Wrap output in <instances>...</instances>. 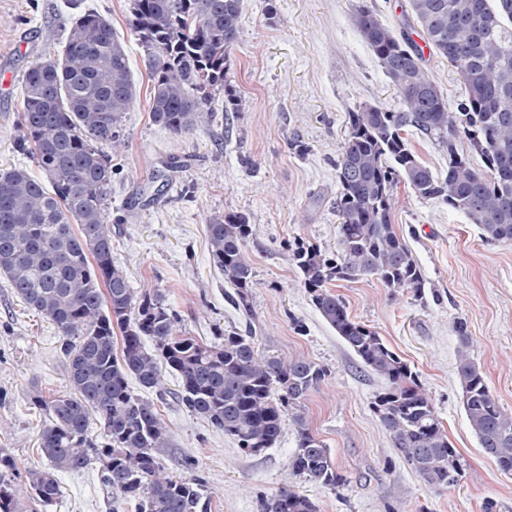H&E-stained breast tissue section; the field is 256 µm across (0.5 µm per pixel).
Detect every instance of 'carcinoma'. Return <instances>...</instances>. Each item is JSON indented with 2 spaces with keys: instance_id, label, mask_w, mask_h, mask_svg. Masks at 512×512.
<instances>
[{
  "instance_id": "cac0c4a2",
  "label": "carcinoma",
  "mask_w": 512,
  "mask_h": 512,
  "mask_svg": "<svg viewBox=\"0 0 512 512\" xmlns=\"http://www.w3.org/2000/svg\"><path fill=\"white\" fill-rule=\"evenodd\" d=\"M412 21L430 52L462 77L458 111L424 67L407 31L383 23L366 5L352 21L374 52L401 102L398 110L368 105L348 115V134L336 161L340 251L330 256L296 244L291 260L322 319L387 389L374 409L394 447L430 490L451 487L448 473L464 471L435 404L410 366L375 331L356 321L330 286L374 277L386 287L424 294L426 280L391 220L394 190L407 183L423 199L442 201L477 225L488 241L512 244V0H410ZM241 0H131L130 35L138 41L148 79L149 117L175 134L209 124L217 93L224 112L238 111L226 85L229 54L241 27ZM137 97L126 41L96 12L73 18L53 56L31 64L17 100L14 146L42 173L0 170V273L31 310L63 337L70 392L32 405L48 413L40 450L59 472L102 462L112 491L109 512H207L203 479L192 457L174 460L189 473L175 477L164 461L170 436L161 407L171 400L233 437L243 451L274 447L285 427L296 448L288 468L332 490L347 483L330 450L308 424L305 402L327 371L304 358L259 351L252 333H224L207 344L182 328L180 315L158 292L136 293L112 260L107 224L112 160L102 145L122 146L120 122ZM434 141L448 157L442 174L411 149L408 134ZM478 154L475 167L462 143ZM249 218L232 212L207 225L210 254L249 310L253 268L245 249ZM457 372L463 407L480 447L512 472V412L499 403L470 356L466 322ZM154 342V350L144 340ZM179 381L162 386V368ZM134 377L149 398L131 390ZM54 474L27 471L17 482L13 457L0 448V512L53 505ZM260 512H316L307 497L282 489L259 500Z\"/></svg>"
}]
</instances>
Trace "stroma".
I'll return each mask as SVG.
<instances>
[{
    "label": "stroma",
    "instance_id": "35a3bbf8",
    "mask_svg": "<svg viewBox=\"0 0 512 512\" xmlns=\"http://www.w3.org/2000/svg\"><path fill=\"white\" fill-rule=\"evenodd\" d=\"M274 12H267V3ZM128 0H0V170L24 165L13 145L17 95L29 65L52 56L67 38L75 10L105 16L125 37L137 99L121 120L124 149L112 157L108 223L114 263L136 292L157 290L190 332L209 343L224 331L253 330L259 349L303 356L327 376L307 402L311 430L331 450L347 478L332 490L293 474L296 448L285 431L273 448L242 451L184 408L169 405V457L190 456L206 482L209 512H259L258 501L280 489L308 497L317 512H512V473L502 472L480 448L461 402L456 321H465L471 356L501 405L512 410V245L489 243L464 214L417 197L407 184L394 192L392 222L422 269L424 298L368 277L336 281L333 291L351 315L376 331L417 373L432 398L449 441L465 465L464 477L431 492L404 460L374 410L383 377L361 367L313 306L291 260L293 242L332 255L339 249L334 202L336 159L348 115L375 104L395 110L399 97L351 16L373 7L400 28L409 0H242V26L231 49L227 80L239 98L232 119L174 134L151 122L143 52L126 26ZM307 145L305 155L292 141ZM168 172L170 184L149 205L139 192L150 172ZM246 213L253 227L246 251L253 267L249 309L210 255L206 226L228 212ZM63 339L29 310L0 275V448L19 471L50 470L39 435L48 416L30 403L33 390H70ZM101 464L57 473L61 496L33 512H108L112 497L99 480Z\"/></svg>",
    "mask_w": 512,
    "mask_h": 512
}]
</instances>
